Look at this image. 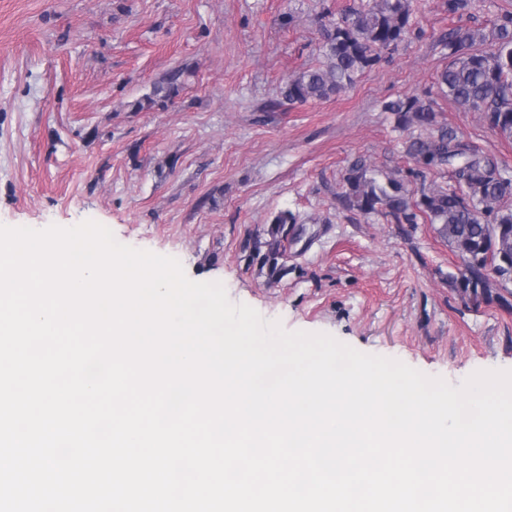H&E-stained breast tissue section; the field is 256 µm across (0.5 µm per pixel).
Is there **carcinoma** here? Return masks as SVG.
Masks as SVG:
<instances>
[{"mask_svg": "<svg viewBox=\"0 0 512 512\" xmlns=\"http://www.w3.org/2000/svg\"><path fill=\"white\" fill-rule=\"evenodd\" d=\"M412 0H367L361 7L322 24L319 47L321 61L290 76L281 91L290 104L321 101L345 92L367 69L388 60L410 31ZM448 65L438 77L441 92L457 107L481 113L484 121L500 134L512 137V12L501 14L491 34L480 28L459 25L444 40ZM175 74L154 85L145 102L134 110L178 94ZM396 127L416 129L418 135L404 142L406 155L418 169L419 185L410 188L400 176L380 184L368 175L363 160H355L339 194L348 210L391 218L396 223L415 224L418 217L438 225L441 238L459 259L452 287L478 307L492 299V280H512V178L497 161L479 147L465 141L438 120L435 101L417 95L384 103ZM451 171L454 187L426 184L427 174L442 168ZM295 216L278 215L267 230L270 240L263 262L271 274L279 273L284 226Z\"/></svg>", "mask_w": 512, "mask_h": 512, "instance_id": "obj_1", "label": "carcinoma"}]
</instances>
